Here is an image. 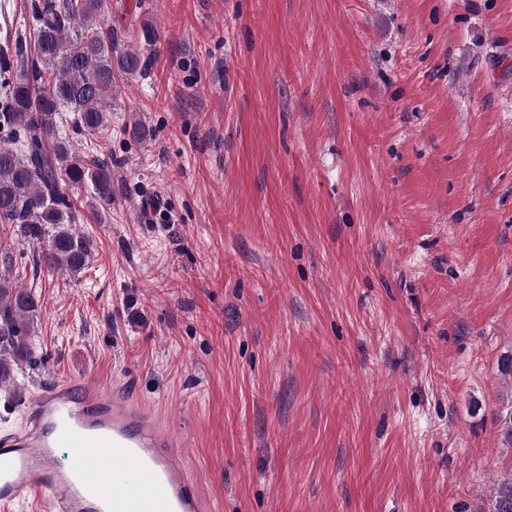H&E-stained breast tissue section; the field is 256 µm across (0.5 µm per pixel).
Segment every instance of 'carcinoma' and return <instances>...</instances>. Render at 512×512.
I'll return each instance as SVG.
<instances>
[{"instance_id":"cac0c4a2","label":"carcinoma","mask_w":512,"mask_h":512,"mask_svg":"<svg viewBox=\"0 0 512 512\" xmlns=\"http://www.w3.org/2000/svg\"><path fill=\"white\" fill-rule=\"evenodd\" d=\"M105 0H41L28 40L15 42L19 65L0 67V226L45 244L41 260L77 277L94 241L73 225L66 186L91 183L112 200V156L92 159L60 136L63 113L92 136H112V85L143 67L133 50L113 54L112 30L98 16ZM38 301L0 277V385L11 383L27 359ZM492 512H512V469L493 488Z\"/></svg>"}]
</instances>
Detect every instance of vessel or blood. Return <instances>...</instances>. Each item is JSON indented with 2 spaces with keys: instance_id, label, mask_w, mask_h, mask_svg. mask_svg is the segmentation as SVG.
<instances>
[{
  "instance_id": "vessel-or-blood-1",
  "label": "vessel or blood",
  "mask_w": 512,
  "mask_h": 512,
  "mask_svg": "<svg viewBox=\"0 0 512 512\" xmlns=\"http://www.w3.org/2000/svg\"><path fill=\"white\" fill-rule=\"evenodd\" d=\"M71 456L59 466L55 453ZM48 498L55 512H206L205 496L158 412L121 385L57 380L0 434V507Z\"/></svg>"
}]
</instances>
